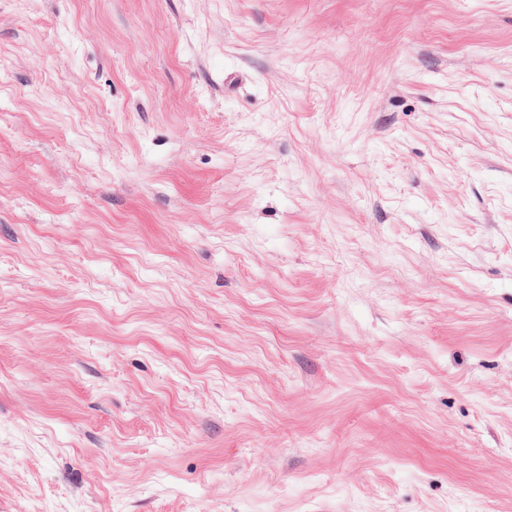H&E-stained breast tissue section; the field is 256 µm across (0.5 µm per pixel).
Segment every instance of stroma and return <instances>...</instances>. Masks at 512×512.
<instances>
[{
  "mask_svg": "<svg viewBox=\"0 0 512 512\" xmlns=\"http://www.w3.org/2000/svg\"><path fill=\"white\" fill-rule=\"evenodd\" d=\"M0 512H512V0H0Z\"/></svg>",
  "mask_w": 512,
  "mask_h": 512,
  "instance_id": "stroma-1",
  "label": "stroma"
}]
</instances>
